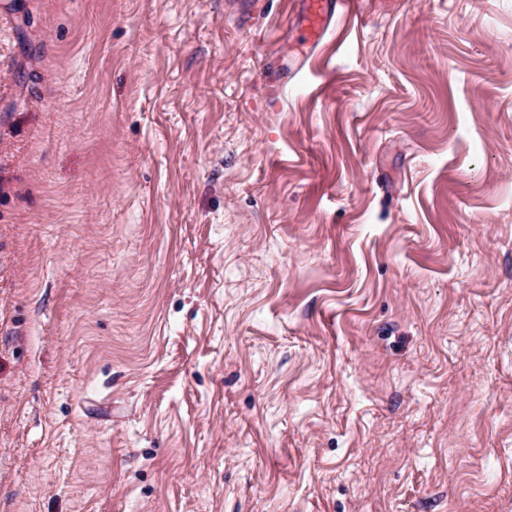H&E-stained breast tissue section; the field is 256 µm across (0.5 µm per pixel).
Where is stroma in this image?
Returning <instances> with one entry per match:
<instances>
[{
  "mask_svg": "<svg viewBox=\"0 0 512 512\" xmlns=\"http://www.w3.org/2000/svg\"><path fill=\"white\" fill-rule=\"evenodd\" d=\"M0 0V512H512V0ZM304 21L311 38L317 39L322 34L325 24L337 10L342 14H352L356 8L355 0H304Z\"/></svg>",
  "mask_w": 512,
  "mask_h": 512,
  "instance_id": "stroma-1",
  "label": "stroma"
}]
</instances>
